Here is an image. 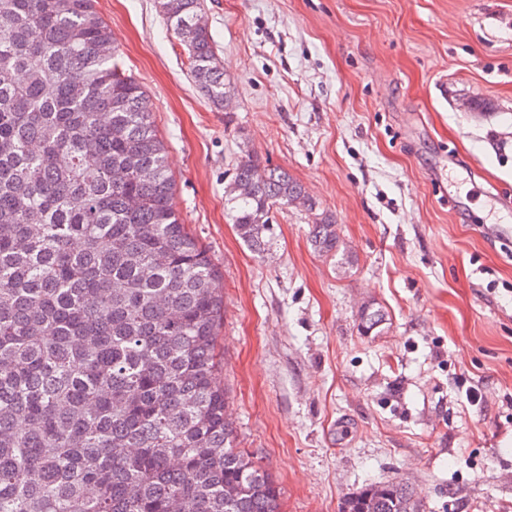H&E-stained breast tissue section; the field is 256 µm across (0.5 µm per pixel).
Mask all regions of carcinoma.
I'll return each instance as SVG.
<instances>
[{"instance_id":"cac0c4a2","label":"carcinoma","mask_w":512,"mask_h":512,"mask_svg":"<svg viewBox=\"0 0 512 512\" xmlns=\"http://www.w3.org/2000/svg\"><path fill=\"white\" fill-rule=\"evenodd\" d=\"M215 106L230 82L200 0H158ZM150 100L95 0H0V512H280L238 447L217 352L224 276L181 222ZM263 253L275 209H316L241 157L227 190ZM314 250L339 251L333 216ZM385 321L360 312L368 334ZM340 512H419L403 483Z\"/></svg>"}]
</instances>
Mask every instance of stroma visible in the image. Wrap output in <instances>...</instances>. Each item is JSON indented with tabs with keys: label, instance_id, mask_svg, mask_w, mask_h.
<instances>
[{
	"label": "stroma",
	"instance_id": "35a3bbf8",
	"mask_svg": "<svg viewBox=\"0 0 512 512\" xmlns=\"http://www.w3.org/2000/svg\"><path fill=\"white\" fill-rule=\"evenodd\" d=\"M234 93L215 107L157 0H98L147 91L174 206L224 275L238 443L281 512L366 485L423 512H512V0H200ZM332 214L275 211L267 251L225 190L245 154ZM387 321L360 329L362 307ZM481 398H466L470 387ZM311 225L309 238L314 250L321 255L332 256L339 251V236L336 232V220L327 212L316 213Z\"/></svg>",
	"mask_w": 512,
	"mask_h": 512
}]
</instances>
